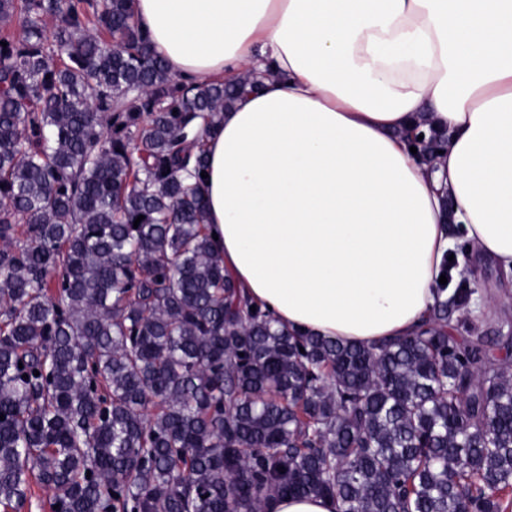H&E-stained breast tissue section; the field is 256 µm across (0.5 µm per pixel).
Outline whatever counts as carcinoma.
Masks as SVG:
<instances>
[{
  "mask_svg": "<svg viewBox=\"0 0 512 512\" xmlns=\"http://www.w3.org/2000/svg\"><path fill=\"white\" fill-rule=\"evenodd\" d=\"M131 2L0 0L22 18L0 45L3 512L34 482L54 512H512V362L491 353L512 341L475 315L486 294L439 284L417 332L373 346L250 310L191 179L196 122L262 77L173 80ZM338 509L336 500L317 495L275 497L265 506V512H340Z\"/></svg>",
  "mask_w": 512,
  "mask_h": 512,
  "instance_id": "cac0c4a2",
  "label": "carcinoma"
}]
</instances>
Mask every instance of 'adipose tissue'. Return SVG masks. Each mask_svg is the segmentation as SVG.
Returning a JSON list of instances; mask_svg holds the SVG:
<instances>
[{"mask_svg": "<svg viewBox=\"0 0 512 512\" xmlns=\"http://www.w3.org/2000/svg\"><path fill=\"white\" fill-rule=\"evenodd\" d=\"M185 82L264 74L202 138L224 269L288 328L410 335L457 241L512 276V0H133ZM446 135L426 164L413 128Z\"/></svg>", "mask_w": 512, "mask_h": 512, "instance_id": "adipose-tissue-1", "label": "adipose tissue"}]
</instances>
